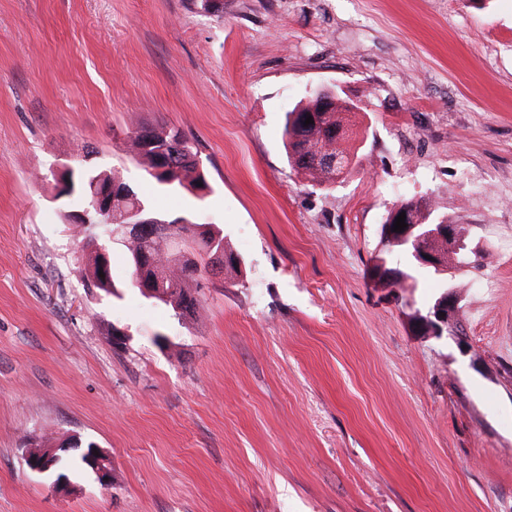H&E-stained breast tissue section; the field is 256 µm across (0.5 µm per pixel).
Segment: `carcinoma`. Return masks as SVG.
Wrapping results in <instances>:
<instances>
[{"label":"carcinoma","instance_id":"carcinoma-1","mask_svg":"<svg viewBox=\"0 0 512 512\" xmlns=\"http://www.w3.org/2000/svg\"><path fill=\"white\" fill-rule=\"evenodd\" d=\"M341 109L342 105L334 100L329 102L328 108H323L321 100L311 93L286 113L284 137L288 162L295 171L323 189L330 188L336 182V169L318 160L317 154L322 152L338 157L348 166L358 157V151L352 152L344 147L346 137L336 136V128L343 121ZM295 114L300 117L310 114L314 123L303 128L298 125V120L292 119ZM152 130L155 145L149 150L141 149V142L131 131L125 140L127 151L151 179L167 189L184 188L188 184L195 187L205 182V174L198 172L197 150L184 133L162 123L153 126ZM158 167L165 168V171L156 175L153 170ZM70 179L71 188L63 198L82 211L90 206L93 195L105 187H112V216L97 215L91 211L88 213L89 225L101 226L109 222L114 228L120 227L131 221L128 217L131 212L135 219H143L152 225L154 238L148 240L142 236H123L121 241L128 260L139 255L143 264H152L151 273L162 284L161 292L155 299L170 306L177 318L194 319L200 315V279L204 275L228 277L240 272L241 258L224 242V235H218L215 241L207 233L199 231L200 225L192 224L186 218L167 220L154 210L147 198L139 195L120 176L79 166L71 172ZM403 204L416 223H437L427 203L408 199ZM423 243L440 256L438 263L433 265L436 272L443 273L465 263V257L461 254L452 261L448 260V241L445 239L428 238ZM220 246L224 248V262L218 266L212 256ZM90 268L93 287L103 291L114 288L112 277L99 276L98 255L91 256Z\"/></svg>","mask_w":512,"mask_h":512}]
</instances>
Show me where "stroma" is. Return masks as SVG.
Instances as JSON below:
<instances>
[{
	"label": "stroma",
	"mask_w": 512,
	"mask_h": 512,
	"mask_svg": "<svg viewBox=\"0 0 512 512\" xmlns=\"http://www.w3.org/2000/svg\"><path fill=\"white\" fill-rule=\"evenodd\" d=\"M0 0V512H512V0ZM321 86L365 104L350 174L287 161ZM166 123L209 190L158 191L124 140ZM90 155H83L85 146ZM113 172L218 226L242 273L178 320L90 285L52 170ZM477 255L375 280L393 203ZM458 323L420 319L445 285ZM94 442L112 486L62 496L29 441Z\"/></svg>",
	"instance_id": "obj_1"
}]
</instances>
